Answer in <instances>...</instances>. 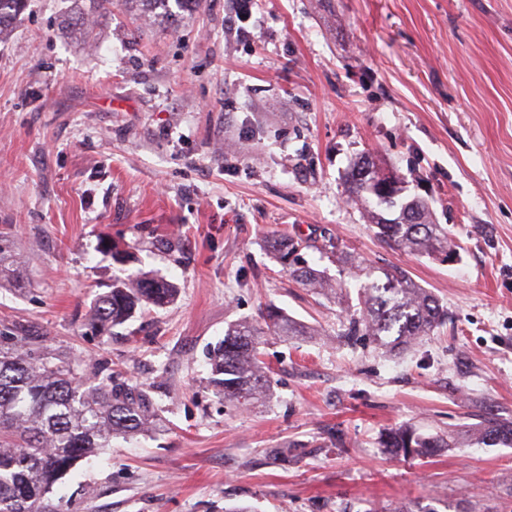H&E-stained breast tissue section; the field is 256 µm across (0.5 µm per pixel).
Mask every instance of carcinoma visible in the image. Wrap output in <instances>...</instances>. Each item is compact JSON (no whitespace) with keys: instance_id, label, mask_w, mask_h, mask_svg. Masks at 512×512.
<instances>
[{"instance_id":"carcinoma-1","label":"carcinoma","mask_w":512,"mask_h":512,"mask_svg":"<svg viewBox=\"0 0 512 512\" xmlns=\"http://www.w3.org/2000/svg\"><path fill=\"white\" fill-rule=\"evenodd\" d=\"M24 6L25 0H0V38ZM387 174L373 163L355 165L348 174V200L367 206L369 223L379 235L408 252L444 258L456 252L448 230L433 223L426 202L401 197L400 187L387 194L371 191ZM301 247L303 242L293 239L271 242L280 263L298 283L329 287L320 271L290 266L289 257ZM381 274L364 289L345 335L362 333L388 350H403L431 332L443 320L444 310L406 272L392 268ZM175 296L171 283L155 277L116 284L95 303L91 326L108 331L139 308L162 307ZM265 322L275 336L304 333L299 322L278 309L268 310ZM261 335L253 324L238 322L213 348L214 383L224 400L247 402L268 391L258 350ZM151 417L147 389L129 384L116 370L90 384L75 360L57 362L35 347L23 351L15 342L0 343V512H62L51 497L53 486L82 459L112 447L113 438L144 430ZM477 437L486 445L512 446V421L490 418ZM380 444L403 457H425L448 447V441L411 427L389 431Z\"/></svg>"}]
</instances>
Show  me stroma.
<instances>
[{
    "mask_svg": "<svg viewBox=\"0 0 512 512\" xmlns=\"http://www.w3.org/2000/svg\"><path fill=\"white\" fill-rule=\"evenodd\" d=\"M234 0L127 5L73 30L75 0H28L0 39V334L35 336L87 377L120 368L160 420L53 488L66 512H512V0ZM385 163L450 231L448 263L389 245L346 176ZM400 268L447 317L410 350L343 338L366 282L317 249ZM336 284L304 287L273 239ZM120 246L122 260L112 256ZM175 299L103 333L115 280ZM310 327L267 336L265 401H224L209 352L268 307ZM448 439L416 459L383 433ZM476 435L486 445L512 446V421L490 418L477 430Z\"/></svg>",
    "mask_w": 512,
    "mask_h": 512,
    "instance_id": "1",
    "label": "stroma"
}]
</instances>
